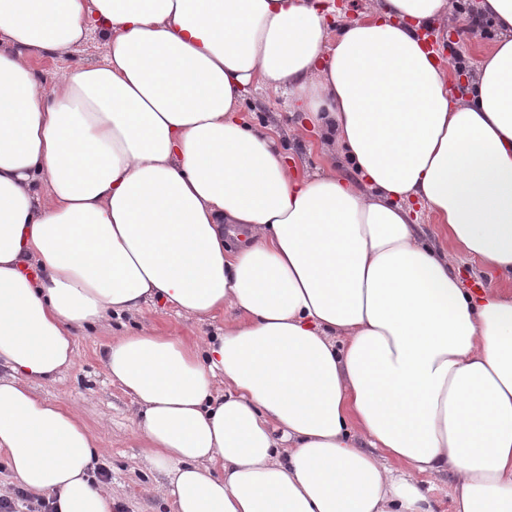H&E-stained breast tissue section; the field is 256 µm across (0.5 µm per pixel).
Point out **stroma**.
Returning <instances> with one entry per match:
<instances>
[{
    "label": "stroma",
    "mask_w": 512,
    "mask_h": 512,
    "mask_svg": "<svg viewBox=\"0 0 512 512\" xmlns=\"http://www.w3.org/2000/svg\"><path fill=\"white\" fill-rule=\"evenodd\" d=\"M480 0H466V13L456 21V33L448 40L450 50L466 60V76H474L478 62L499 32L482 17ZM101 49L97 38H89L67 56L30 53L28 60L45 85H52L61 70L98 61ZM245 112L250 120L270 127L288 153V163L300 172L311 173L327 164L344 168L345 161L334 148L318 136L297 138L293 128L298 113L288 112L281 99L271 95L249 98ZM146 326L165 336L193 341L216 335L224 327L223 318L203 322L185 319L164 303L145 304L140 311L113 321L111 327L79 334L76 340L75 365L60 381L42 384L38 392L45 398L80 410L91 431L98 436L100 448L95 465L105 467L111 475L105 490L115 499L117 512H175L165 474L156 468L136 431L138 406L132 396L112 384L103 353L115 334L123 327Z\"/></svg>",
    "instance_id": "stroma-1"
}]
</instances>
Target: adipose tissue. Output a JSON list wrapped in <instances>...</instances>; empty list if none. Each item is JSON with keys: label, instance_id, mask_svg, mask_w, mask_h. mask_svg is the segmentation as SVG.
Here are the masks:
<instances>
[{"label": "adipose tissue", "instance_id": "ef3b65f1", "mask_svg": "<svg viewBox=\"0 0 512 512\" xmlns=\"http://www.w3.org/2000/svg\"><path fill=\"white\" fill-rule=\"evenodd\" d=\"M464 94L420 30L452 0H0V450L56 512H112L96 441L36 385L78 330L159 299L104 353L177 512H512V291L464 288L456 256L512 281V0ZM103 53L44 85L27 55ZM271 90L357 175L289 168L243 117ZM448 249L418 235L413 204ZM224 392L214 395L215 380ZM336 6L340 10V14L336 15V22L331 21V25L334 26L336 31L339 26L358 19L360 14L365 12L370 2L368 0H335ZM340 16V18H338ZM421 489L432 499L435 512H454V479L451 473L419 478Z\"/></svg>", "mask_w": 512, "mask_h": 512}]
</instances>
